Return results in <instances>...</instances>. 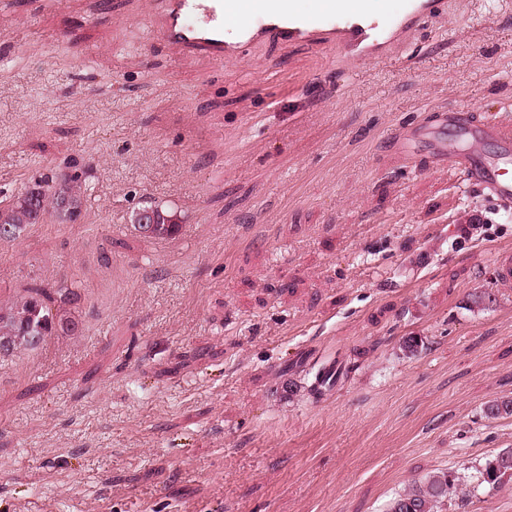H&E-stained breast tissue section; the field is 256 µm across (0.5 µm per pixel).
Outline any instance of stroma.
I'll list each match as a JSON object with an SVG mask.
<instances>
[{
  "instance_id": "35a3bbf8",
  "label": "stroma",
  "mask_w": 512,
  "mask_h": 512,
  "mask_svg": "<svg viewBox=\"0 0 512 512\" xmlns=\"http://www.w3.org/2000/svg\"><path fill=\"white\" fill-rule=\"evenodd\" d=\"M44 2L0 0V200L49 171L88 199L0 242V303L68 286L77 328L0 359V512H385L437 469L465 475L448 512H512L479 474L512 448L484 413L512 398V206L397 150L456 145L443 109L512 125V0H448L387 56L222 63L147 40L150 0ZM150 203L175 237L134 229ZM153 227L150 233H145L150 237H171L177 233L179 229V219L176 213L154 206L153 210Z\"/></svg>"
}]
</instances>
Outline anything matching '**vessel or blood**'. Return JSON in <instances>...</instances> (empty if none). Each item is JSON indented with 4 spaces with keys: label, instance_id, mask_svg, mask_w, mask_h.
I'll list each match as a JSON object with an SVG mask.
<instances>
[{
    "label": "vessel or blood",
    "instance_id": "1",
    "mask_svg": "<svg viewBox=\"0 0 512 512\" xmlns=\"http://www.w3.org/2000/svg\"><path fill=\"white\" fill-rule=\"evenodd\" d=\"M445 5L446 0H379L372 12L366 0H319L315 11L301 12L294 0H152L147 26L153 38L219 63L269 37L287 43L320 35L345 51L368 55L387 51L399 35ZM478 133L500 143L497 157L465 148V141ZM478 133L457 126L459 147L438 142L436 157L484 184L501 200H511L512 128L491 121Z\"/></svg>",
    "mask_w": 512,
    "mask_h": 512
}]
</instances>
